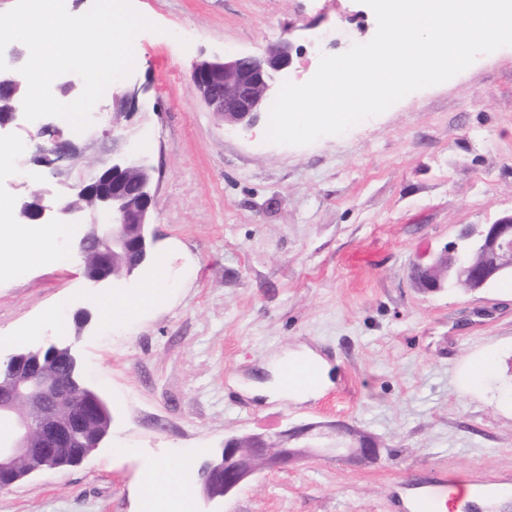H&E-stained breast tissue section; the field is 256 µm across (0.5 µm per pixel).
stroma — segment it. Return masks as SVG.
Listing matches in <instances>:
<instances>
[{
	"label": "stroma",
	"instance_id": "1",
	"mask_svg": "<svg viewBox=\"0 0 512 512\" xmlns=\"http://www.w3.org/2000/svg\"><path fill=\"white\" fill-rule=\"evenodd\" d=\"M156 24L134 41L147 91L133 114L96 103L83 132L61 126L106 158L112 128L133 132L154 169L153 255L133 277L91 287L73 237L51 260L0 271V351L44 340L72 345L84 383L112 413L82 462L0 490V512H138L140 477L172 466L194 489L199 468L228 438L304 429L294 448L313 458L255 475L195 512H396L415 475L465 476L512 486V276L478 290H419L414 264L470 224L512 214V47L479 55L450 80L407 95L381 115L305 146L273 145L209 112L193 62L262 53L290 42L282 74L297 84L321 56L371 40L362 0H133ZM41 121L0 132V231L31 192L53 201L66 184L23 179ZM161 290L152 311L102 318L115 294ZM331 367L317 398L254 397L274 357L304 349ZM494 368L463 388L477 353ZM348 427L339 436L335 424ZM374 438L375 462L338 456L353 434Z\"/></svg>",
	"mask_w": 512,
	"mask_h": 512
}]
</instances>
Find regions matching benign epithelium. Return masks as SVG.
Here are the masks:
<instances>
[{
	"label": "benign epithelium",
	"instance_id": "benign-epithelium-1",
	"mask_svg": "<svg viewBox=\"0 0 512 512\" xmlns=\"http://www.w3.org/2000/svg\"><path fill=\"white\" fill-rule=\"evenodd\" d=\"M8 69L0 71V94L15 102L26 95L24 76L16 69L17 46L6 47ZM292 46L288 42L272 45L261 55L236 54L194 64L191 78L205 105L232 126H253L264 109L278 75L292 64ZM140 87L124 86L113 96L119 112L134 110ZM79 154L74 141L59 134L52 144L38 150L35 162L58 177L70 171ZM112 173V190L101 187L99 173L81 176L71 188L93 200L94 220L78 241L80 256L96 261L93 275L97 285L112 279L113 266L121 264L132 275L148 261V226L156 201L151 194L153 168L132 147V137L112 134V159L103 165ZM76 211L63 200L54 206L39 205L36 220L51 222L68 218L78 223ZM426 277L418 286L425 292L437 291L433 274L441 268L456 274L460 285L477 290L512 274V214L493 224L459 231L457 241L421 265ZM74 361L71 348L62 357H53L43 365L32 352L13 353L0 359V489H7L22 475L21 462L35 463L34 471L54 470L76 448H96L104 435L89 437V422L104 415L111 422L107 403L97 392L83 388L62 372L65 363ZM304 430L286 431L272 437L249 434L224 442L218 462L198 472V490L209 500L225 498L247 483L262 469H286L313 456L312 448L288 447V436ZM376 442L360 437L359 447L350 449L348 460L359 463L377 458Z\"/></svg>",
	"mask_w": 512,
	"mask_h": 512
}]
</instances>
